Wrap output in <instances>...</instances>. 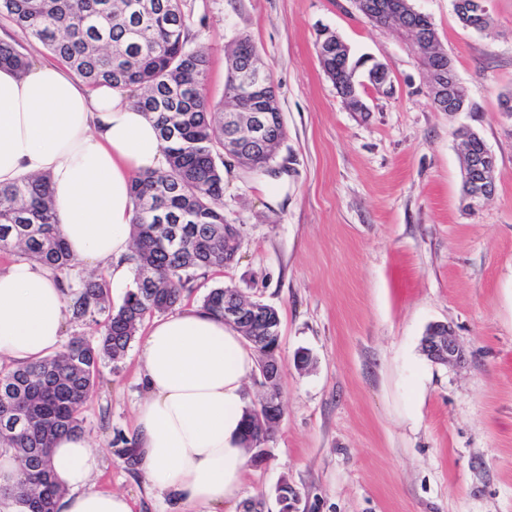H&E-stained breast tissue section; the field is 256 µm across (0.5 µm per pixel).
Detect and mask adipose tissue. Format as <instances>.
<instances>
[{
	"label": "adipose tissue",
	"mask_w": 512,
	"mask_h": 512,
	"mask_svg": "<svg viewBox=\"0 0 512 512\" xmlns=\"http://www.w3.org/2000/svg\"><path fill=\"white\" fill-rule=\"evenodd\" d=\"M162 147L154 123L115 88L90 87L61 63L23 75L0 68V185L49 175L71 255L113 286L131 276L132 181L164 167ZM67 316L55 271L21 258L0 267V357L27 363L57 352ZM140 359L146 396L135 428L147 483L213 510L234 502L247 463L240 433L251 348L194 304L152 321ZM53 468L67 491L59 512H134L126 495L91 486L84 436L58 440Z\"/></svg>",
	"instance_id": "obj_1"
}]
</instances>
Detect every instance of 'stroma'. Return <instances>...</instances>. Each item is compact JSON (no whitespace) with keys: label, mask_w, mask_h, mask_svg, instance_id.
Instances as JSON below:
<instances>
[{"label":"stroma","mask_w":512,"mask_h":512,"mask_svg":"<svg viewBox=\"0 0 512 512\" xmlns=\"http://www.w3.org/2000/svg\"><path fill=\"white\" fill-rule=\"evenodd\" d=\"M430 17L474 109L435 111L409 43L359 15L350 0H183L224 96L225 50L250 36L274 80L286 137L265 170L224 168V219L240 250L197 277L187 303L236 286L280 315L283 418L249 465L237 503L279 512H512V0H488L490 33L462 26L452 0H413ZM335 33L353 57L384 63L395 90L366 86L350 111L315 41ZM496 157L495 194H462L460 128ZM450 325L464 364L430 361L421 340ZM141 338L100 366L83 409L97 489L135 512H171L119 454L136 437ZM307 351L309 362L296 361Z\"/></svg>","instance_id":"obj_1"}]
</instances>
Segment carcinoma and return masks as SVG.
Masks as SVG:
<instances>
[{
	"label": "carcinoma",
	"mask_w": 512,
	"mask_h": 512,
	"mask_svg": "<svg viewBox=\"0 0 512 512\" xmlns=\"http://www.w3.org/2000/svg\"><path fill=\"white\" fill-rule=\"evenodd\" d=\"M483 0H453L459 21L476 32L493 19ZM0 17L67 63L88 84L125 90L154 122L164 142L167 170L138 175L131 186L134 284L114 307L101 273L73 279L77 263L56 221L48 176H29L0 187V253L67 273L60 288L75 322L99 326L97 337H73L49 357L0 364V456L17 472L0 484V512H57L64 494L53 479L51 448L62 435L82 432V409L95 386L99 365L121 360L145 318L184 299L198 274L224 270L238 239L224 235V104L235 103V73L261 65L248 36L227 50L224 100L209 101L208 57L188 39L182 0H0ZM425 68L448 63L433 36L427 47L411 44ZM332 81H356L349 64L334 54L319 58ZM24 73L31 60L16 42L0 40V67ZM233 286L211 289L203 306L224 315ZM280 337L256 327L250 344L261 353L279 348ZM255 407L245 409L242 440L262 448L270 431L250 430Z\"/></svg>",
	"instance_id": "cac0c4a2"
}]
</instances>
